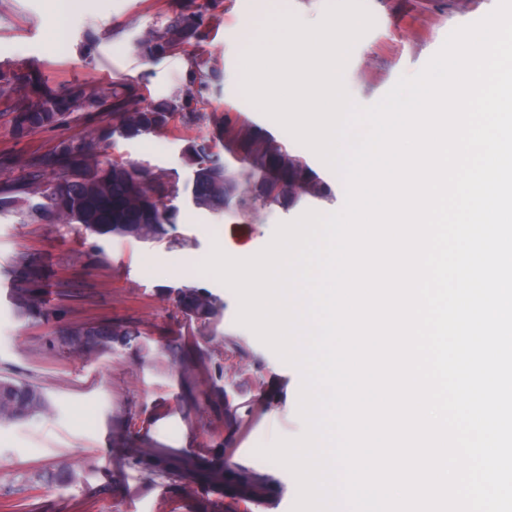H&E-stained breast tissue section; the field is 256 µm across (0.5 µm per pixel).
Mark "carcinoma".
Here are the masks:
<instances>
[{
  "label": "carcinoma",
  "instance_id": "1",
  "mask_svg": "<svg viewBox=\"0 0 512 512\" xmlns=\"http://www.w3.org/2000/svg\"><path fill=\"white\" fill-rule=\"evenodd\" d=\"M206 37L205 18L195 11H182L167 25L152 30L139 42L148 57L159 59L183 51ZM6 90L23 94L12 102L9 126L21 137L55 127L74 112L106 108L119 115V122L92 130L82 140L59 142L47 154L26 160V177L0 189V214L15 213L28 224H76L98 236H131L145 242L161 241L176 223L178 210L163 203L177 192L174 185L157 183L149 188L141 170L122 159L101 160L104 144L116 135L136 138L166 128L175 114L192 118L193 99H169L143 104L135 90L122 93H89L74 87L58 93L38 77L21 69L0 72ZM224 150L248 170H235L220 163L207 140L191 139L183 150V161L192 169L191 200L209 211L236 205L242 211L258 206L292 207L310 197L322 199L329 188L302 159L253 130L241 132ZM248 188H242V182ZM11 282L9 301L24 317L38 320L47 315L42 295L47 276L35 260L16 257L0 271ZM179 303L192 320L206 324L222 309L220 300L204 289L184 286ZM128 333L112 328L79 329L70 333L69 344L76 352L125 341ZM0 422L16 421L43 413L48 400L42 390L28 382L0 379Z\"/></svg>",
  "mask_w": 512,
  "mask_h": 512
}]
</instances>
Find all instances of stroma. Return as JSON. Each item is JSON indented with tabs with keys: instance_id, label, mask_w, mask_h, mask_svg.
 Returning <instances> with one entry per match:
<instances>
[{
	"instance_id": "1",
	"label": "stroma",
	"mask_w": 512,
	"mask_h": 512,
	"mask_svg": "<svg viewBox=\"0 0 512 512\" xmlns=\"http://www.w3.org/2000/svg\"><path fill=\"white\" fill-rule=\"evenodd\" d=\"M67 0H0V69H31L53 90L135 85L150 102L192 90L197 112L175 116L168 128L113 138L104 158L125 159L148 181L175 183L169 205L176 224L159 242L96 236L73 224H24L0 215V268L25 254L50 266L51 314L34 322L15 314L0 291V377L39 386L50 408L0 424V512H292L297 482L284 466L257 453L277 438H295L294 399L301 380L248 328L238 324L236 294L207 274L188 275L187 257L213 247L236 259L254 256L278 224L342 203L302 200L251 213L192 206V171L182 151L207 139L225 115L237 129H259L304 159L327 184L331 172L308 147L250 103L240 89V39L270 0H90L69 13ZM498 0H364L374 26L355 44L343 77L358 104L377 102L400 76L417 74L454 29L483 18ZM210 17L206 38L191 55H144L137 43L183 7ZM204 81L190 83L192 63ZM12 95H0V186L22 178L24 158L50 152L117 123L110 112H81L64 125L12 136ZM184 286L204 289L224 307L211 323L189 320L177 303ZM121 326L124 343L88 354L65 343L69 331ZM219 463L271 494L244 499L200 488L191 475L146 471L138 452Z\"/></svg>"
}]
</instances>
